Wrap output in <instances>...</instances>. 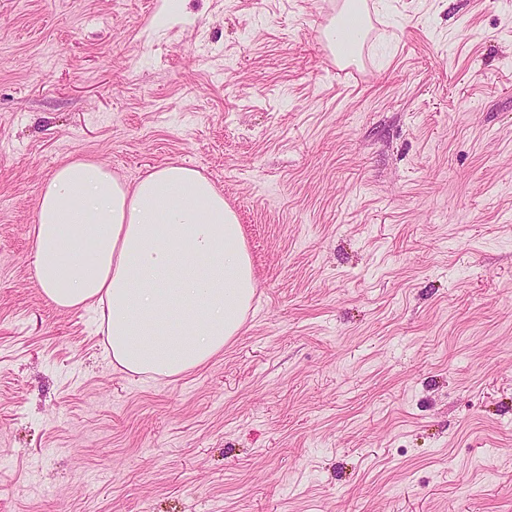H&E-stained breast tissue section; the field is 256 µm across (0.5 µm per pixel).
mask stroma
Wrapping results in <instances>:
<instances>
[{
    "label": "stroma",
    "instance_id": "35a3bbf8",
    "mask_svg": "<svg viewBox=\"0 0 512 512\" xmlns=\"http://www.w3.org/2000/svg\"><path fill=\"white\" fill-rule=\"evenodd\" d=\"M0 0V512H512V0ZM222 188L258 290L114 366L31 279L63 162ZM360 0H344L342 9L336 18L328 27L321 31V37L327 48L332 52H336V45H339L344 34L339 32V28L348 24V32L345 37L354 40L353 46L347 54H353L358 42V36L364 27L365 19L361 11Z\"/></svg>",
    "mask_w": 512,
    "mask_h": 512
}]
</instances>
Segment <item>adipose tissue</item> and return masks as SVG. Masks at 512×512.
Wrapping results in <instances>:
<instances>
[{"mask_svg": "<svg viewBox=\"0 0 512 512\" xmlns=\"http://www.w3.org/2000/svg\"><path fill=\"white\" fill-rule=\"evenodd\" d=\"M361 0L321 37L355 39ZM30 234L32 277L61 310L92 309L112 360L152 378L206 365L242 332L257 288L243 226L200 171L168 163L127 182L98 161L57 167Z\"/></svg>", "mask_w": 512, "mask_h": 512, "instance_id": "adipose-tissue-1", "label": "adipose tissue"}]
</instances>
